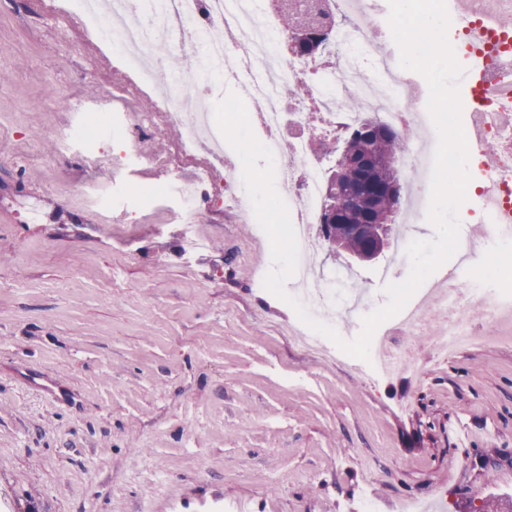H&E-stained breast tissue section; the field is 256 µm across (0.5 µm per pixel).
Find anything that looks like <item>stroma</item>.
Returning <instances> with one entry per match:
<instances>
[{
    "instance_id": "35a3bbf8",
    "label": "stroma",
    "mask_w": 512,
    "mask_h": 512,
    "mask_svg": "<svg viewBox=\"0 0 512 512\" xmlns=\"http://www.w3.org/2000/svg\"><path fill=\"white\" fill-rule=\"evenodd\" d=\"M0 493L24 512H161L219 492L252 512H436L512 507V337L430 353L437 326L401 333L418 375L368 379L297 342L294 310L256 281L270 244L256 224L199 194L208 251L187 257L169 210L133 185L175 191L196 160L183 133L119 69L72 0H0ZM117 117L164 170L120 162ZM396 224L375 262L322 252L368 308L402 281ZM70 387H28L25 371Z\"/></svg>"
}]
</instances>
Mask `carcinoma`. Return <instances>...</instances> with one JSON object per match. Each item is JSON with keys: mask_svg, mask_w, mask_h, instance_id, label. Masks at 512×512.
Masks as SVG:
<instances>
[{"mask_svg": "<svg viewBox=\"0 0 512 512\" xmlns=\"http://www.w3.org/2000/svg\"><path fill=\"white\" fill-rule=\"evenodd\" d=\"M360 129L358 124L349 130L347 152L363 164L349 167L338 188L325 184L324 199V206L333 209L344 223L360 225L359 231L348 230L340 236L344 247L354 253L366 250L375 239L373 225L367 221L369 212L400 209L401 197L388 196L383 187L398 173L401 147L406 141L403 130L385 124L371 137L362 136Z\"/></svg>", "mask_w": 512, "mask_h": 512, "instance_id": "obj_1", "label": "carcinoma"}]
</instances>
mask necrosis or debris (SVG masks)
I'll list each match as a JSON object with an SVG mask.
<instances>
[{"label": "necrosis or debris", "mask_w": 512, "mask_h": 512, "mask_svg": "<svg viewBox=\"0 0 512 512\" xmlns=\"http://www.w3.org/2000/svg\"><path fill=\"white\" fill-rule=\"evenodd\" d=\"M306 11L318 13L330 27V37L319 52L294 56L286 51L292 30L280 22L274 0H81L100 40L114 48L121 66L155 98L168 124L182 127L181 153L185 158L205 154L190 189H178L174 209L182 234H190L203 217L197 192L207 188L225 211H242L236 188V171L225 154L215 152L200 125L210 122L207 95L197 84L217 75L233 85L245 100L256 103L250 119L262 131L261 140L281 158L285 197L302 256L299 266L304 283L297 297L314 315L332 310L337 320L359 313L357 290L345 277L318 278L308 257L311 229L323 207V160L336 131L357 124L364 113L392 127L416 128L400 154V170L410 187L416 188L410 209L422 214L420 195L430 180L434 128L426 110L428 86L422 76L400 69L395 48L378 44L382 29L375 18L376 0H292ZM451 16L448 38L459 63H479L492 79L490 89L464 88L461 93L464 128L482 119L480 141L469 146L467 201L471 221L482 233L478 239L461 241L459 253L475 255L491 249L500 239L495 213L485 206L489 191L512 204V109H503L496 94L502 86L512 87V39L497 36L490 23L487 0H476L461 11L458 0H447ZM486 24L485 42H471L470 25ZM167 43L180 55L198 57L196 70L172 75L158 82L162 61L155 48ZM495 143L493 170L482 164L485 144ZM483 304L477 317L465 318L460 309L466 301ZM436 324L441 342L436 359H447L451 350L481 339L486 327L512 329V292L490 285L483 275L468 273L432 290L429 299L406 305L375 332L370 362L360 368L368 376H384L387 360H394L406 373L415 372L420 356L413 346L396 345L395 330L417 331Z\"/></svg>", "instance_id": "1"}]
</instances>
